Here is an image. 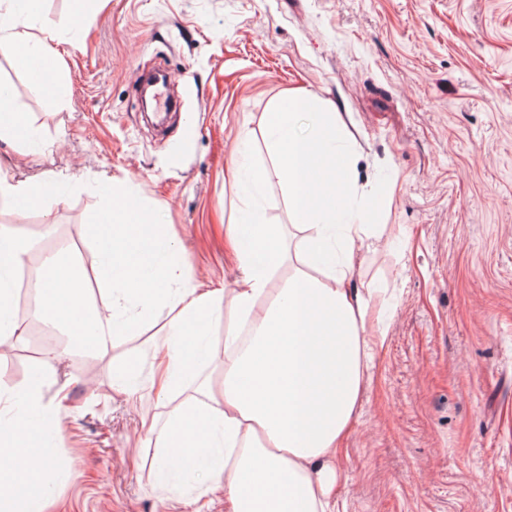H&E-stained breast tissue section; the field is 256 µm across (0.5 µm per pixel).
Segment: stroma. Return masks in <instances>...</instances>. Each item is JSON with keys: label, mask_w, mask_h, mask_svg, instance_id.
<instances>
[{"label": "stroma", "mask_w": 512, "mask_h": 512, "mask_svg": "<svg viewBox=\"0 0 512 512\" xmlns=\"http://www.w3.org/2000/svg\"><path fill=\"white\" fill-rule=\"evenodd\" d=\"M41 19L68 21L63 90L38 84L20 54H0L8 111L39 130L30 151L0 140V171L65 185L62 201L0 204V225L30 243L23 260L63 256L99 297L92 226L110 184L159 211L200 288H231L226 225L268 163L272 104L298 90L335 113L345 156L321 180L366 188L368 223L401 240L365 257L362 288L396 308L375 356L359 422L346 442L348 484L337 512H512V0H38ZM159 65L176 119L159 136L139 83ZM247 160L240 182L233 160ZM265 220L294 227L279 185ZM18 341L0 346V384L68 385L58 459L72 477L49 512H192V492L156 483L153 420L167 409L150 388L133 401L115 371H150L169 315L127 336L73 348L48 368L33 325L66 336L35 304L16 314Z\"/></svg>", "instance_id": "stroma-1"}]
</instances>
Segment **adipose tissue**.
Returning <instances> with one entry per match:
<instances>
[{
	"mask_svg": "<svg viewBox=\"0 0 512 512\" xmlns=\"http://www.w3.org/2000/svg\"><path fill=\"white\" fill-rule=\"evenodd\" d=\"M64 21H42L36 40L25 42L26 61H49L61 74L59 49ZM301 93L288 97L287 110L270 114V164L243 197L246 223L227 228L229 249L241 271L234 288L206 291L193 284L183 257L164 225L139 238L129 222L132 199L121 185L108 187L97 238L104 291L110 301L100 311L83 289L80 272L54 257L36 280L38 309L77 345L103 334H129L149 315L174 312L152 354V371L140 381L118 370L120 392L135 396L150 384L171 409L163 427L149 426L161 449L158 466L195 475L198 496L224 490V512H334L346 484L343 443L355 429L361 396L384 336L371 335L374 291L356 285L355 259L377 250L384 225L367 223L363 208L337 216L315 187L322 166L340 138L336 115L317 113L307 135L297 131ZM280 185L309 250L281 287L272 274L282 260L281 230L264 220L259 204L266 188ZM52 179L17 181L0 172V203L61 200ZM138 258L126 262L129 246ZM27 245L0 226V344L20 338L14 320L15 283ZM321 276H313V269ZM229 308L224 325V388L207 384L185 394L184 381L210 356L208 325ZM68 398L57 391L46 401L41 385L22 390L0 386V460L20 461L42 475L44 491L21 497L0 484V512H45L52 487L71 478L55 456L62 433L57 409ZM38 425L37 448L17 455L23 430Z\"/></svg>",
	"mask_w": 512,
	"mask_h": 512,
	"instance_id": "adipose-tissue-1",
	"label": "adipose tissue"
}]
</instances>
